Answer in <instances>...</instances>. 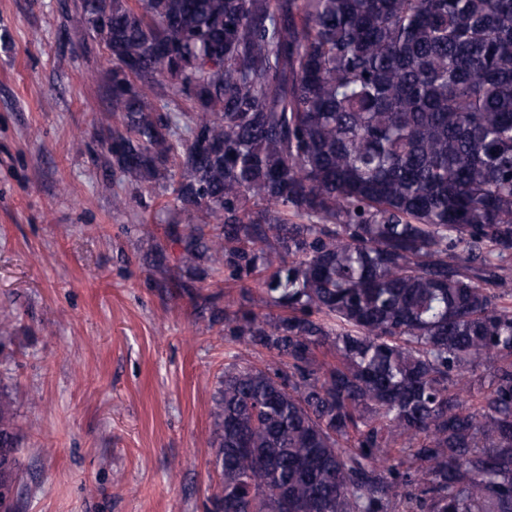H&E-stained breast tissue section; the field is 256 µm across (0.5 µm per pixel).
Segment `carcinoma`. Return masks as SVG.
I'll use <instances>...</instances> for the list:
<instances>
[{"label":"carcinoma","mask_w":512,"mask_h":512,"mask_svg":"<svg viewBox=\"0 0 512 512\" xmlns=\"http://www.w3.org/2000/svg\"><path fill=\"white\" fill-rule=\"evenodd\" d=\"M75 7L113 183L185 216L148 267L224 326L210 512H512V0ZM19 444L1 387L0 512Z\"/></svg>","instance_id":"obj_1"}]
</instances>
